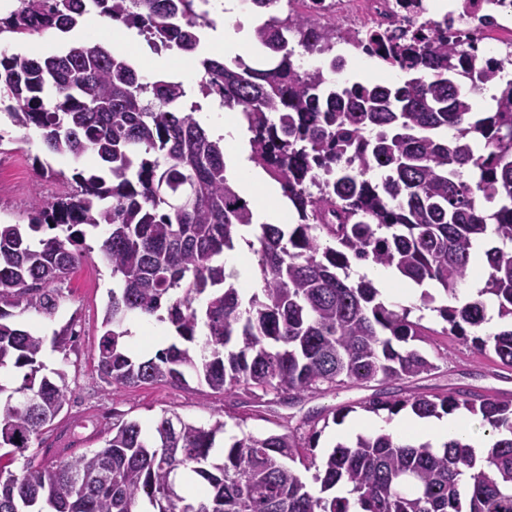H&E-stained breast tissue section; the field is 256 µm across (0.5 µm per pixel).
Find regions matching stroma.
I'll return each mask as SVG.
<instances>
[{"mask_svg":"<svg viewBox=\"0 0 512 512\" xmlns=\"http://www.w3.org/2000/svg\"><path fill=\"white\" fill-rule=\"evenodd\" d=\"M41 152L38 130L9 128L4 143L0 144V168L11 173L10 179L0 184V222H25L36 194L65 192V185L59 181L51 178L37 180L32 158ZM86 244L87 251L63 285L64 301L57 315L45 319L33 314L28 320L29 326L48 344L55 332L66 327L76 335L66 366L73 394L53 426L44 429L42 439L45 445L66 449L71 456L99 447L94 427L110 421L116 412L145 427L165 410L197 423L225 418L223 395L211 393L193 379L180 386L164 383L141 385L117 394L101 381L93 363V353L103 333L102 320L112 287V275L100 258V236L87 235ZM422 323L429 328L430 334L423 337L418 347L436 363L437 370L413 381L412 389L428 395L446 390H477L492 397L504 394L512 398V371L507 376H500L498 367L475 352L471 345L443 334L444 322L438 314L423 317ZM374 392L371 386H354L307 397L291 406L278 405L251 413L241 424L225 418V434L239 437L282 432L296 426L309 409L357 403Z\"/></svg>","mask_w":512,"mask_h":512,"instance_id":"obj_1","label":"stroma"}]
</instances>
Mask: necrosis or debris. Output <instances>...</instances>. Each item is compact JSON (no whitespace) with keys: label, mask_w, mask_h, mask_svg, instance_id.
Returning a JSON list of instances; mask_svg holds the SVG:
<instances>
[{"label":"necrosis or debris","mask_w":512,"mask_h":512,"mask_svg":"<svg viewBox=\"0 0 512 512\" xmlns=\"http://www.w3.org/2000/svg\"><path fill=\"white\" fill-rule=\"evenodd\" d=\"M314 12L358 30L405 29L415 18L453 20L464 34V44L482 57L512 69L505 45L512 42V0H420V15L400 9L397 0H305Z\"/></svg>","instance_id":"obj_1"}]
</instances>
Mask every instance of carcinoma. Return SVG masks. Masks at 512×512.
I'll return each mask as SVG.
<instances>
[{"label":"carcinoma","instance_id":"carcinoma-1","mask_svg":"<svg viewBox=\"0 0 512 512\" xmlns=\"http://www.w3.org/2000/svg\"><path fill=\"white\" fill-rule=\"evenodd\" d=\"M199 0H92L94 9L166 48L177 40L196 62L204 97L222 96L241 113L250 160L281 188L292 229L261 224L255 240L250 202L225 175L224 139L178 108L185 83L145 80L118 52L72 42L45 57L0 53V112L17 129L41 133L48 156L81 159L97 172L54 171L36 155L34 171L70 189L35 196L26 224L0 223V512H512V399L471 391L426 395L392 390L437 365L416 346L426 329L412 309H390L351 265L395 268L422 285L437 283L438 308L457 336L512 369V328L481 333L491 295L512 321V81L491 111L473 100L500 67L461 47L442 23L365 37L291 0H251L270 12L253 31L262 62L199 56ZM86 14L81 0H16L0 14V38L71 32ZM340 40L410 75L401 84L340 83ZM329 59L303 70L296 54ZM111 269L96 370L112 388L194 378L243 407L294 404L326 390L380 385L372 397L328 413H307L296 428L245 434L216 451L224 420L197 424L163 412L151 432L112 413L96 430L102 446L77 457H16L42 445L41 434L68 405L63 368H48L43 339L18 318H52L60 284L79 261L89 233ZM490 233L479 298L458 305L475 270V240ZM257 256L259 288L241 293L221 257L238 241ZM174 331L151 357L136 355L133 320ZM419 419L464 409L498 436L477 456L463 439L435 450L390 433L359 434L314 454L329 422L356 409ZM314 470L313 490L294 463Z\"/></svg>","mask_w":512,"mask_h":512}]
</instances>
